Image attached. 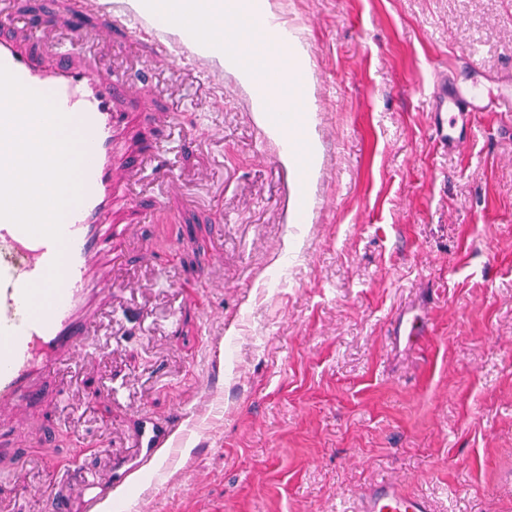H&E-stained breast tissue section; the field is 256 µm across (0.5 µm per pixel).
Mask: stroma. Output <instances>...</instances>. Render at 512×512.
<instances>
[{
	"instance_id": "1",
	"label": "stroma",
	"mask_w": 512,
	"mask_h": 512,
	"mask_svg": "<svg viewBox=\"0 0 512 512\" xmlns=\"http://www.w3.org/2000/svg\"><path fill=\"white\" fill-rule=\"evenodd\" d=\"M268 3L292 43L279 65L310 79L313 176L282 160L239 67L219 112L164 72L133 98L147 150L157 112L197 143L169 204L200 221L129 244L149 325L48 379L26 447L0 440V484L20 486L0 512H46L43 488L80 512L62 473H106L135 410L176 408L175 448L113 488L118 512H346L383 474L434 512H512V117L475 113L448 152L427 106L434 72L512 74V0ZM406 312L425 326L410 346Z\"/></svg>"
}]
</instances>
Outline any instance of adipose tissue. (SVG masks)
Here are the masks:
<instances>
[{"label": "adipose tissue", "instance_id": "obj_1", "mask_svg": "<svg viewBox=\"0 0 512 512\" xmlns=\"http://www.w3.org/2000/svg\"><path fill=\"white\" fill-rule=\"evenodd\" d=\"M161 18L176 23L185 34L206 31L224 48H234L251 40L270 25L268 8L256 0H158ZM243 72L259 87L266 100L285 102L307 95L309 85L303 80H287L274 70L271 55L255 45Z\"/></svg>", "mask_w": 512, "mask_h": 512}]
</instances>
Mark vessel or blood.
<instances>
[{
  "instance_id": "vessel-or-blood-1",
  "label": "vessel or blood",
  "mask_w": 512,
  "mask_h": 512,
  "mask_svg": "<svg viewBox=\"0 0 512 512\" xmlns=\"http://www.w3.org/2000/svg\"><path fill=\"white\" fill-rule=\"evenodd\" d=\"M138 2L135 10L126 0H77L81 13L100 21L87 35L41 16L36 36L0 31V64L26 87L52 98L75 130L82 155L81 199L64 215L62 243L0 220V427L16 435L28 429L29 411L42 400L47 378L83 363L96 336L111 332L113 314L125 312L128 287L117 274L127 258L120 246L138 235L140 218L152 217L157 224L175 221L167 205L179 186L172 150L164 145L143 157L123 154L119 140L129 136L131 120L119 108L118 97L143 91L160 68L168 70L174 95L194 80L210 87L224 82V52L209 46L205 33L183 42L173 26L154 25L155 0ZM121 46L135 54L147 46L152 53L132 69L103 65V54ZM77 51L83 61H74ZM433 84V132L445 150L465 147L472 113L512 112V85L487 91L439 75ZM145 168L163 187L148 208L137 192ZM120 198L138 214V221L115 223L114 205ZM181 420L178 411L163 418L135 415L138 451L130 458L112 459L111 478L76 467L73 474L83 486L82 512H96L113 487L149 464L160 449L173 447ZM352 509L432 512V505L383 478Z\"/></svg>"
}]
</instances>
